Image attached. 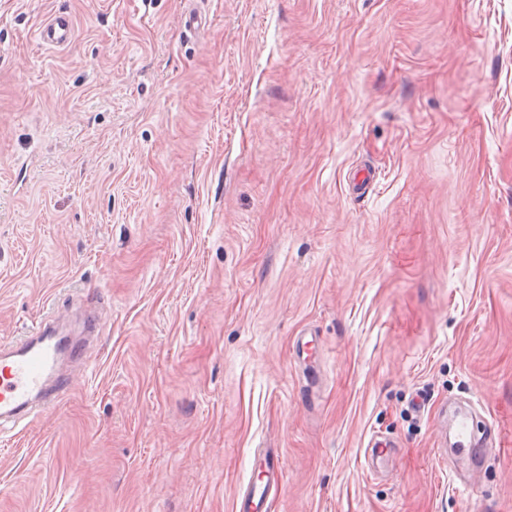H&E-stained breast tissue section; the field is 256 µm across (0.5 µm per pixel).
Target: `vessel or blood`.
Segmentation results:
<instances>
[{"label": "vessel or blood", "mask_w": 512, "mask_h": 512, "mask_svg": "<svg viewBox=\"0 0 512 512\" xmlns=\"http://www.w3.org/2000/svg\"><path fill=\"white\" fill-rule=\"evenodd\" d=\"M75 36L72 17L56 13L39 27L42 45L59 49L69 46ZM80 346L68 337L48 333L46 325L36 327L20 343L0 342V429L16 425L31 414L49 409L67 388L62 370L64 359L76 357ZM263 479L251 484L235 504V512H270L274 499L283 492V471L277 452L262 454Z\"/></svg>", "instance_id": "obj_1"}]
</instances>
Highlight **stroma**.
I'll return each instance as SVG.
<instances>
[{
    "instance_id": "35a3bbf8",
    "label": "stroma",
    "mask_w": 512,
    "mask_h": 512,
    "mask_svg": "<svg viewBox=\"0 0 512 512\" xmlns=\"http://www.w3.org/2000/svg\"><path fill=\"white\" fill-rule=\"evenodd\" d=\"M87 297L0 512H512V0H0V341ZM75 25L72 17L66 13H55L38 28L37 37L42 45L50 49L69 46L74 40ZM263 461V479L251 482L250 489L235 503L236 512H270L273 500L283 492V471L278 452L267 451Z\"/></svg>"
}]
</instances>
